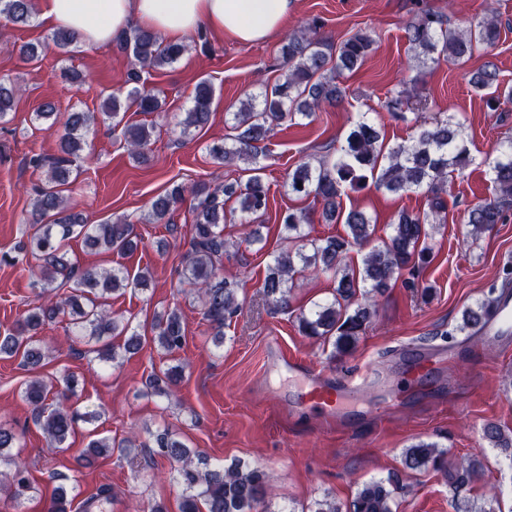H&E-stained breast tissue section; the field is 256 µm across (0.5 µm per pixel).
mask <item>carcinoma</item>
Returning <instances> with one entry per match:
<instances>
[{"label": "carcinoma", "instance_id": "obj_1", "mask_svg": "<svg viewBox=\"0 0 512 512\" xmlns=\"http://www.w3.org/2000/svg\"><path fill=\"white\" fill-rule=\"evenodd\" d=\"M31 0H0V15L19 27L33 20ZM487 15L476 25L454 28L440 12L428 7L426 0H413L412 18L406 25L408 52L418 66L435 67L443 61L466 62L481 46L497 44L501 37L502 21L497 0H488ZM321 25L314 21L291 32L280 50L282 79L264 86L260 96L252 94L240 101L231 113L230 143L215 144L210 155L219 164H244L245 179L237 178L213 185L197 182L192 186L174 183L164 192L151 198L142 221L165 224L174 230L173 216L192 198L191 237L183 257L182 275L198 288L197 299L202 320L213 331L214 343L223 342L224 325L240 313L236 285L219 277L224 259L231 257L230 244L224 238V224L241 214L240 223L250 224L265 215L269 206L270 185L259 171V158L265 140L274 125L295 124L298 116L309 118L326 104L344 101L345 91L337 82L339 76L353 72L370 54L373 38L358 31L340 43L320 33ZM54 46L70 53L77 43L73 33L59 30L51 35ZM122 49H130L135 67L127 75L132 88L126 94L114 92L102 105L104 120L122 127L127 150L132 159L142 162L151 145L154 125L124 122L131 107L142 114L164 111L166 102L160 92L149 89L142 72L162 69L177 61L186 51L182 43H164L159 37L139 27L117 39ZM469 85L489 96L493 110L512 103V87H502L495 69H479L470 74ZM20 87L9 79H0V122L6 121L13 110ZM407 88L392 90L382 102V108L402 117L406 110L420 112L428 100L417 99L410 107ZM214 88L202 79L194 87L192 105L179 122L185 136L205 127L211 118ZM93 112L73 110L62 123L58 138V153L50 158L37 155L30 163L37 169H47L45 183L33 187L31 223L33 232L19 245L25 258H32L36 268L30 269L34 285L39 288L37 303L27 315L0 330V357H18L29 370L43 366L47 349L34 339L47 323L58 319L66 322L67 337L87 342H100L105 336H126L123 350L134 354L142 346V336L128 321L112 316L100 299L127 288L146 291L152 278L149 271L132 276L122 265L110 268L80 270L68 259L65 242L82 238L85 247L98 252L125 254L137 247L130 224L122 219L88 224L83 214L67 206L66 188L72 183L73 169L83 151L80 131L95 122ZM35 120L54 127L58 123L57 106L52 100L43 101ZM469 162L463 127L452 118L425 123L414 118L411 135L396 144L384 143L378 127L366 115L353 121L340 146H325L324 153L312 163L302 161L288 171L283 184L285 192L297 197H311L321 207V218L327 224L342 223L348 232L344 236L324 239L309 238L306 228L313 223L308 209H291L280 215V224L288 247L272 256L261 284L262 294L277 311L291 309L294 278L310 272L333 279L335 294L332 300L316 303L296 315L298 329L306 336L332 341L334 353L351 354L360 336L375 317V297L385 293L398 279L412 288L417 283L423 265L428 263L430 249L423 246L432 234L445 223L448 213V176ZM484 162L492 173L494 194L465 211L464 223L471 235L482 234L503 221L512 209V140L507 147H497ZM391 194L422 193L426 207L421 211L402 209L389 224L386 238L377 242L375 224L364 210L343 208V196L367 183ZM366 250L361 267L346 263L351 248ZM499 301L489 297L467 307L462 312L460 332L477 333L486 317ZM153 343L166 353L183 348L187 324L179 308L159 314L152 323ZM184 378V366L176 364L151 374L147 387L157 396L176 395ZM64 386L41 377L31 379L23 391L32 407V418L45 435L48 446L70 449L69 439L77 422H91L101 412L75 399L74 379L62 376ZM26 429L5 428L0 425V475L8 480V489L17 512H25L31 500L33 482L19 454L11 449L22 447ZM483 436L498 448L512 447V438L500 427L488 424ZM128 447V441L116 442L110 436L94 434L85 447L77 450L76 461L88 467L115 449ZM152 454L172 463L170 482L181 489L180 512H255L270 495L268 475L259 466L236 463L212 468L175 433L164 429L154 435ZM447 452L435 445L418 442L405 449L403 464L408 469L429 466L442 472L448 483L465 486L478 477L480 463L460 462L448 467ZM70 488L64 483L55 486L48 512H69ZM308 512H393V483L372 480L362 484L354 497L340 506L328 498L314 502Z\"/></svg>", "mask_w": 512, "mask_h": 512}]
</instances>
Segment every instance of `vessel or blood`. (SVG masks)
Masks as SVG:
<instances>
[{"mask_svg":"<svg viewBox=\"0 0 512 512\" xmlns=\"http://www.w3.org/2000/svg\"><path fill=\"white\" fill-rule=\"evenodd\" d=\"M483 334L486 338L500 342L503 347L512 346V294H505L496 312L486 323ZM273 353L280 365L289 372L301 377L306 386L301 400L309 408L318 412L323 425L337 423L349 401L355 399L363 388L370 384V377H357L348 372L323 374L312 369L309 363L299 356L274 348Z\"/></svg>","mask_w":512,"mask_h":512,"instance_id":"b4317fda","label":"vessel or blood"}]
</instances>
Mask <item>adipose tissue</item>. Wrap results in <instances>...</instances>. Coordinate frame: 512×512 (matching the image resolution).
<instances>
[{
  "mask_svg": "<svg viewBox=\"0 0 512 512\" xmlns=\"http://www.w3.org/2000/svg\"><path fill=\"white\" fill-rule=\"evenodd\" d=\"M296 0H33V13L52 29H66L88 47L110 45L138 25L177 43L210 29L252 44L279 31Z\"/></svg>",
  "mask_w": 512,
  "mask_h": 512,
  "instance_id": "obj_1",
  "label": "adipose tissue"
}]
</instances>
